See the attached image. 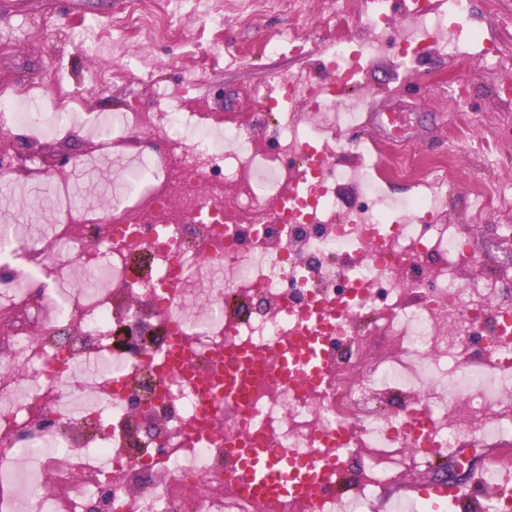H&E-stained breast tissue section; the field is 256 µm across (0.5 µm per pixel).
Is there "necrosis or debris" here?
Wrapping results in <instances>:
<instances>
[{
  "label": "necrosis or debris",
  "mask_w": 512,
  "mask_h": 512,
  "mask_svg": "<svg viewBox=\"0 0 512 512\" xmlns=\"http://www.w3.org/2000/svg\"><path fill=\"white\" fill-rule=\"evenodd\" d=\"M471 0H407L415 31H400L389 0H330L341 33L330 50L292 38L318 74L275 77L251 117L182 107L132 113V126L101 141L130 152L156 131L164 148L141 155L107 211L66 200L53 235L0 241V512H268L231 478L234 449L269 448L313 463L334 452L357 460L346 496L336 479L317 488L318 512H427L423 499L385 500L411 470L433 468L474 437L496 458L512 454V269L490 262L474 229L512 210V173L487 191L455 195L448 149L403 150L336 162L330 115L356 111L345 90L366 64L391 57L414 73L432 56L456 62L467 47L486 66L512 52L486 37L498 17ZM210 0H131L117 26L182 42L177 16ZM369 26L353 41L344 31ZM489 108L465 115L480 142L512 139V94L487 87ZM82 93L58 86L52 111L21 85L0 88V129L51 134L82 111ZM311 187L296 189L300 169ZM413 180L399 200L386 183ZM359 186L350 209L338 183ZM128 306H121V299ZM342 308L318 333L325 377L311 388L284 376L282 354L305 334L299 313Z\"/></svg>",
  "instance_id": "obj_1"
}]
</instances>
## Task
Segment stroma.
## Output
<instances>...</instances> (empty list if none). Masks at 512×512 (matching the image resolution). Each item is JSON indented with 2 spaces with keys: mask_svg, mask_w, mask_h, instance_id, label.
Wrapping results in <instances>:
<instances>
[{
  "mask_svg": "<svg viewBox=\"0 0 512 512\" xmlns=\"http://www.w3.org/2000/svg\"><path fill=\"white\" fill-rule=\"evenodd\" d=\"M326 7V0H305V13L300 16L273 5L249 24L237 13L225 12L213 42L221 58L220 67L201 85L189 104L191 111H258V102L273 76L294 74L304 67L287 47L263 53L260 45L273 36H309L312 22L322 24ZM128 10L129 0H0V77L31 82L41 108L48 105L52 82L61 81L85 94L89 112L159 111L161 101L151 89L111 78V69L121 68L125 57L112 49L99 50L91 43L96 33L111 31L113 20ZM47 17L53 19V26L42 41L31 42L30 27ZM319 32L327 38L333 30L322 24ZM129 44L143 57L158 60L155 75L168 90L181 88L197 69L196 57L183 45L147 42L136 36L130 37ZM461 79L471 87L468 110L472 113L485 110L488 84L497 83L512 91V67L488 70L466 57L451 67L432 57L416 73L408 74L389 60H373L366 73L359 124L338 132L342 144L339 161L357 162L362 146L371 142L377 131L369 122L370 114L384 109L401 112L408 148L429 157L440 154L446 147V135L466 130L465 125L455 124L446 92L447 86ZM0 155L35 159L51 176L50 181L35 185L46 198L44 210L37 215L18 204L26 183L0 177V225H22L29 233H42L54 223L55 194L62 189L76 201L96 208L107 209L115 202L112 183L118 179L120 168L102 154L94 131L65 121L51 138L43 139L28 128L16 127L0 132ZM504 224L512 225V212L489 215L476 235L491 261L512 266V247L504 245L496 232Z\"/></svg>",
  "mask_w": 512,
  "mask_h": 512,
  "instance_id": "35a3bbf8",
  "label": "stroma"
}]
</instances>
